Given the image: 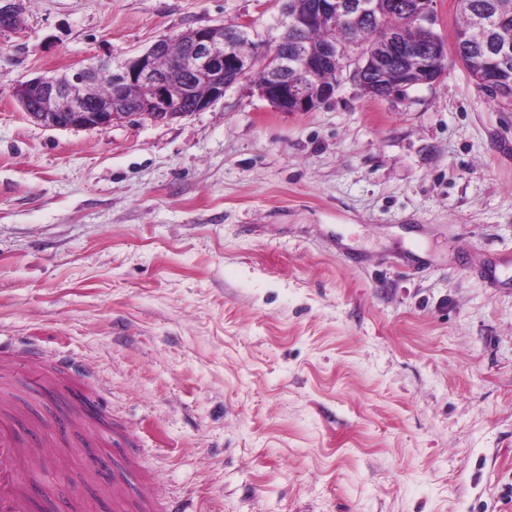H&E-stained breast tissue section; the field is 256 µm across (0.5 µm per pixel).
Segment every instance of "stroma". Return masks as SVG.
Listing matches in <instances>:
<instances>
[{"instance_id":"stroma-1","label":"stroma","mask_w":512,"mask_h":512,"mask_svg":"<svg viewBox=\"0 0 512 512\" xmlns=\"http://www.w3.org/2000/svg\"><path fill=\"white\" fill-rule=\"evenodd\" d=\"M16 2L0 396L48 512H512V106L456 62L398 98L345 76L281 112L242 83L50 129L18 82L201 26L269 39L280 2Z\"/></svg>"}]
</instances>
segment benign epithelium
I'll return each instance as SVG.
<instances>
[{"instance_id":"obj_1","label":"benign epithelium","mask_w":512,"mask_h":512,"mask_svg":"<svg viewBox=\"0 0 512 512\" xmlns=\"http://www.w3.org/2000/svg\"><path fill=\"white\" fill-rule=\"evenodd\" d=\"M433 0H413L409 20L421 32L416 42L389 29L377 49L365 57L346 59L336 44L312 47L298 38L310 23L333 27L345 14L363 17L379 10L380 0H295L285 6L273 38L277 45L295 37L297 50L288 55L268 51L269 43L259 41L248 22L226 30L221 25L202 26L188 33L184 61L197 79L207 86L194 111L201 112L224 97V92L239 82H248L261 65L269 67L270 80L254 82L258 95L282 112H310L335 95L343 72L358 82L371 97L403 96L418 85L433 84L448 69V47L433 31ZM21 17L10 4L0 5V28L15 30ZM169 40L162 38L147 50L114 66L110 61L82 67L58 78L38 77L14 88V95L26 114L53 129L106 130L134 118L163 122L183 117L182 99L170 94L171 80L157 69V58L165 53ZM402 63L393 70L391 63ZM294 71L300 78L288 77ZM107 79L111 94L91 100L87 84Z\"/></svg>"}]
</instances>
